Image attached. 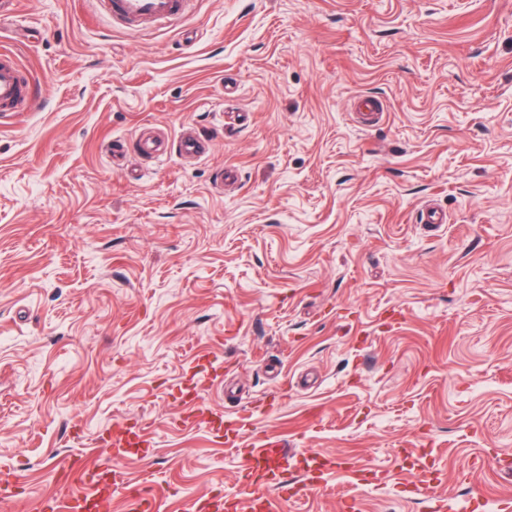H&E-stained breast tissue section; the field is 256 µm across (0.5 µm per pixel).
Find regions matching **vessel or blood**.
<instances>
[{"instance_id":"1","label":"vessel or blood","mask_w":512,"mask_h":512,"mask_svg":"<svg viewBox=\"0 0 512 512\" xmlns=\"http://www.w3.org/2000/svg\"><path fill=\"white\" fill-rule=\"evenodd\" d=\"M97 11L124 27H138L157 22H171L184 16L191 0H93ZM33 95L30 78L19 66L14 54L0 52V118L26 110ZM305 474L302 489L309 490L329 473L328 462L311 465L309 459L288 452L285 444L274 436H257L250 440L241 465L238 490L221 496L189 499L184 512H278L274 490L280 489L288 469ZM143 493L127 497L128 512H157V499L151 477H144ZM109 503L95 494L80 499L62 498L52 506L53 512H107Z\"/></svg>"}]
</instances>
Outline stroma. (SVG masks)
Segmentation results:
<instances>
[{
    "mask_svg": "<svg viewBox=\"0 0 512 512\" xmlns=\"http://www.w3.org/2000/svg\"><path fill=\"white\" fill-rule=\"evenodd\" d=\"M1 48L39 95L0 121V512L236 488L217 413L335 460L281 512L512 498V0H17ZM145 131L167 157L113 167ZM97 11L124 27L171 22L184 16L191 0H93ZM113 485L115 486V491L122 494L126 503L127 509L130 512H155L159 511L157 506L156 495L154 494V483L151 476L144 477L143 481L140 483V486L144 489V494L138 497H130L126 493L127 483L120 479L116 473L113 475ZM54 512L96 511L104 512L109 509V502L97 494H88L80 499H57L51 506Z\"/></svg>",
    "mask_w": 512,
    "mask_h": 512,
    "instance_id": "35a3bbf8",
    "label": "stroma"
}]
</instances>
